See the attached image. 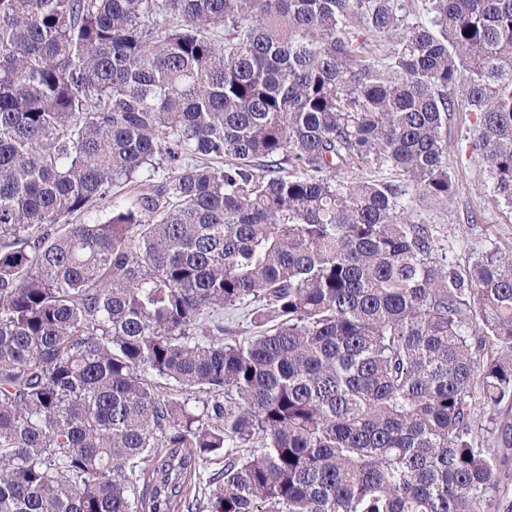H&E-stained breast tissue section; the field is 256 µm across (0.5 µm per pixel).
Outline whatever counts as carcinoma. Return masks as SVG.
<instances>
[{
    "mask_svg": "<svg viewBox=\"0 0 512 512\" xmlns=\"http://www.w3.org/2000/svg\"><path fill=\"white\" fill-rule=\"evenodd\" d=\"M421 2L0 0V512H500L512 248L412 202L463 104L512 206V0Z\"/></svg>",
    "mask_w": 512,
    "mask_h": 512,
    "instance_id": "carcinoma-1",
    "label": "carcinoma"
}]
</instances>
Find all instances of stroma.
Listing matches in <instances>:
<instances>
[{
    "label": "stroma",
    "instance_id": "stroma-1",
    "mask_svg": "<svg viewBox=\"0 0 512 512\" xmlns=\"http://www.w3.org/2000/svg\"><path fill=\"white\" fill-rule=\"evenodd\" d=\"M475 116L458 110L448 119V167L455 192L448 202L434 204L414 199L416 221L436 225L449 262L463 273L492 246L512 248V208L494 205L492 184L473 155L471 140Z\"/></svg>",
    "mask_w": 512,
    "mask_h": 512
}]
</instances>
